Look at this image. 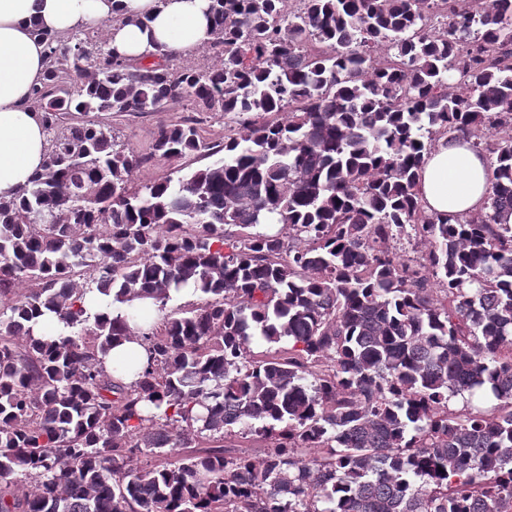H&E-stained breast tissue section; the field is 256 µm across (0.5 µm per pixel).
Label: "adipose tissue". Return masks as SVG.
I'll list each match as a JSON object with an SVG mask.
<instances>
[{"mask_svg": "<svg viewBox=\"0 0 512 512\" xmlns=\"http://www.w3.org/2000/svg\"><path fill=\"white\" fill-rule=\"evenodd\" d=\"M106 25L110 48L139 59L211 39L209 0H0V198H10L46 159L47 133L30 105L48 65L38 31L55 34ZM430 212L480 210L489 192L487 158L464 140H439L419 171Z\"/></svg>", "mask_w": 512, "mask_h": 512, "instance_id": "adipose-tissue-1", "label": "adipose tissue"}]
</instances>
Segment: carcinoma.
<instances>
[{"label": "carcinoma", "instance_id": "carcinoma-1", "mask_svg": "<svg viewBox=\"0 0 512 512\" xmlns=\"http://www.w3.org/2000/svg\"><path fill=\"white\" fill-rule=\"evenodd\" d=\"M299 2L210 0L200 72L41 34L48 157L0 199V512H512V0ZM186 98L237 128L161 125L153 154L216 160L130 190L148 157L95 116ZM458 136L495 159L452 219L418 172ZM134 337L147 367L107 366ZM235 428L264 457L140 466Z\"/></svg>", "mask_w": 512, "mask_h": 512}]
</instances>
